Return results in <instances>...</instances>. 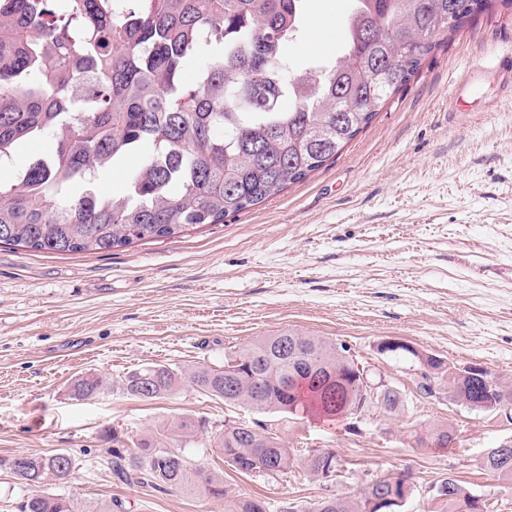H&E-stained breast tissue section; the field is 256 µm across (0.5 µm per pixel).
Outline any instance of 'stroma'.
<instances>
[{
	"mask_svg": "<svg viewBox=\"0 0 512 512\" xmlns=\"http://www.w3.org/2000/svg\"><path fill=\"white\" fill-rule=\"evenodd\" d=\"M351 4L305 0L291 70L342 53L337 25ZM493 47H512V0H493L461 27L334 159L224 223L96 254L0 244V458L69 453L64 493L81 512L109 499L121 512H224L201 489L124 484L105 458L113 433L138 442L160 422L202 419L209 428L185 443L186 455L223 473L229 496L264 500L267 512L329 491L356 499L403 472L411 494L395 512H443L437 489L450 477L512 512V482L479 464L512 438V421L452 404L441 390L419 397L410 358L380 350L398 339L512 382V279L494 273L512 266V102L486 110L498 95L488 75L466 111L448 110L449 82ZM288 330L347 347L403 395L401 411L282 422L187 385L148 401L119 387L148 366L223 367L227 351ZM90 370L110 391L73 398L72 381ZM259 420L288 447L335 449L343 468L326 484L297 466L236 472L210 448V431ZM440 424L457 431L454 448L405 447L407 432Z\"/></svg>",
	"mask_w": 512,
	"mask_h": 512,
	"instance_id": "35a3bbf8",
	"label": "stroma"
}]
</instances>
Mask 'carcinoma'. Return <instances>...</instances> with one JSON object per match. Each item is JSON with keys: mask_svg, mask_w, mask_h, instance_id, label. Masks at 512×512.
Listing matches in <instances>:
<instances>
[{"mask_svg": "<svg viewBox=\"0 0 512 512\" xmlns=\"http://www.w3.org/2000/svg\"><path fill=\"white\" fill-rule=\"evenodd\" d=\"M305 0H0V163L29 141L48 137L52 158L36 161L17 183L0 181V244L58 253H100L145 239H172L186 229L222 224L305 180L336 157L424 61L492 0H353L344 19L347 48L332 63L301 73L288 67ZM201 63L196 81L183 71ZM288 99V109L281 101ZM148 146L121 196L99 192L98 172ZM82 191L75 192L77 185ZM298 347L302 362L288 353ZM229 369L164 365L122 380L128 395L162 398L187 383L209 398L260 413L315 411L336 417L363 406L364 371L346 349L297 331L263 336L224 356ZM417 392L429 397V374L440 376L448 401L479 413H500L512 384L448 377L436 356L416 362ZM110 389L85 373L71 384L79 400ZM392 389L366 409L395 413ZM206 428L182 419L162 424L140 452L112 434V472L127 484L191 490L224 500V512H266L254 498L228 499L224 476L192 461L181 443ZM456 432L438 425L408 445L448 449ZM224 462L243 473L277 475L295 462L325 482L342 466L332 448L293 456L281 436L231 422L212 432ZM1 458L20 483L65 484L67 453ZM484 470L512 481V449L491 448ZM446 512H489L462 482L446 481ZM390 494L380 479L361 497L329 494L305 512H369ZM19 512H76L71 499L40 490Z\"/></svg>", "mask_w": 512, "mask_h": 512, "instance_id": "1", "label": "carcinoma"}]
</instances>
